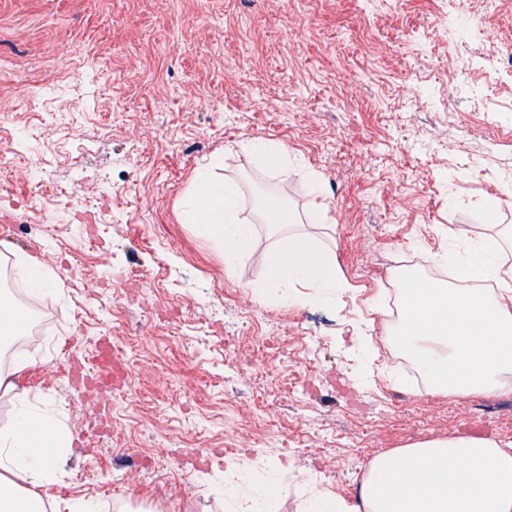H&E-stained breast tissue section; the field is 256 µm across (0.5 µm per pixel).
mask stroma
Wrapping results in <instances>:
<instances>
[{"label":"stroma","instance_id":"obj_1","mask_svg":"<svg viewBox=\"0 0 512 512\" xmlns=\"http://www.w3.org/2000/svg\"><path fill=\"white\" fill-rule=\"evenodd\" d=\"M257 140L287 164L257 166ZM217 154L251 227L231 274L182 220ZM268 199L329 250L334 298L257 299ZM2 224L0 267L52 287L11 376L67 418L52 501L225 512L205 478L232 464L302 512L307 482L355 503L418 442L512 443V402L414 386L370 310L407 262L512 226V0H0ZM103 338L124 383L100 398L67 369Z\"/></svg>","mask_w":512,"mask_h":512}]
</instances>
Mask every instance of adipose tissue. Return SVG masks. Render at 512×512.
Masks as SVG:
<instances>
[{
    "instance_id": "1",
    "label": "adipose tissue",
    "mask_w": 512,
    "mask_h": 512,
    "mask_svg": "<svg viewBox=\"0 0 512 512\" xmlns=\"http://www.w3.org/2000/svg\"><path fill=\"white\" fill-rule=\"evenodd\" d=\"M223 165L222 156H215L209 171L197 175L187 194L183 217L205 238L223 246L225 269L231 273L249 241V229L238 218L237 184L211 175L212 169ZM498 247L496 239H488L485 247L461 267V278L511 280L512 269L497 260ZM267 267V277L256 289L263 299L276 297L288 284L321 290L339 285L330 253L304 235L278 237L268 254ZM0 390L10 393L15 402L11 425L0 430V512H46L57 462L70 446L69 433L61 419L35 405L27 392L17 391L2 371Z\"/></svg>"
}]
</instances>
